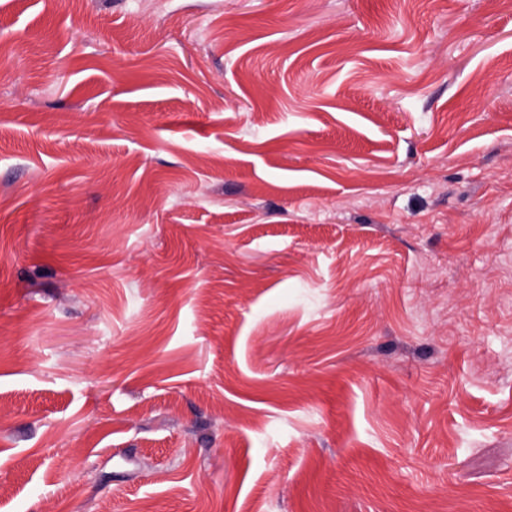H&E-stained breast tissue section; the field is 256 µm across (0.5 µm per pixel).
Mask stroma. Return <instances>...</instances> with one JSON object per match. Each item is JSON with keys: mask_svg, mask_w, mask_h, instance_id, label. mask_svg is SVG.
<instances>
[{"mask_svg": "<svg viewBox=\"0 0 512 512\" xmlns=\"http://www.w3.org/2000/svg\"><path fill=\"white\" fill-rule=\"evenodd\" d=\"M0 512H512V0H0Z\"/></svg>", "mask_w": 512, "mask_h": 512, "instance_id": "1", "label": "stroma"}]
</instances>
